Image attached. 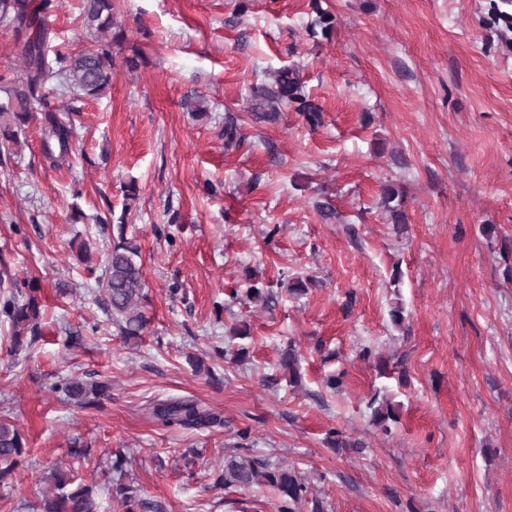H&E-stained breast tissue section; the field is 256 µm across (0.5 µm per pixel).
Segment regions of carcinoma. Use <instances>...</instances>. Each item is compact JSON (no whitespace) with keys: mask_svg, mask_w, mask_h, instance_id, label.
I'll use <instances>...</instances> for the list:
<instances>
[{"mask_svg":"<svg viewBox=\"0 0 512 512\" xmlns=\"http://www.w3.org/2000/svg\"><path fill=\"white\" fill-rule=\"evenodd\" d=\"M489 12L493 21L512 29V0H489ZM56 6V0H0V23L24 36L23 52L28 64L26 77L9 86H0L4 97L0 98V145L18 143L26 126L41 115L42 152L57 163L73 152L74 129L62 121L60 109L51 99L70 94L76 98L97 97L105 92L112 81V42L97 41L76 54H56V65L44 67V53L50 33L43 17ZM86 28L95 33L112 29V0H86L84 7ZM256 107L265 111L255 113L256 119L272 122L277 119V105L285 104L294 109L309 124L321 123V110L310 99L300 71L283 68L275 71L271 83L253 90ZM241 141L240 126L236 116L224 117V147H236ZM403 193L393 186L383 188L381 204L391 215L394 229L402 234L407 230V218L402 209ZM145 281L140 261V249L125 236L124 225L118 224V238L113 241L105 274L99 281L104 310L112 318L122 336L127 339L141 336L147 320L142 311L145 301ZM248 300L261 302L267 308L275 306V296L254 285L247 290ZM15 329L12 351L23 347L22 337L30 341L39 338L40 302L37 289L33 288L25 299H10L0 307ZM280 369L289 375V381L298 378V356L293 346L284 349L278 361ZM109 384L80 377L69 378L57 386V391L81 407H93L106 397ZM154 418L164 425L197 428L217 422V417L192 400L165 402L154 408ZM396 418V410L389 400L373 407V421L383 427ZM26 446L19 430L10 422L0 420V481L10 476L21 464ZM263 482L274 488L279 495L278 512H301L307 501L308 487L304 479L293 469L270 464L249 455L231 456L224 462V473L217 484L227 488L249 486ZM113 495L119 498L125 512H149L147 502L141 498V489L118 484ZM42 512H102L93 488L78 484L70 485L59 471L50 476L49 485L43 492Z\"/></svg>","mask_w":512,"mask_h":512,"instance_id":"obj_1","label":"carcinoma"}]
</instances>
